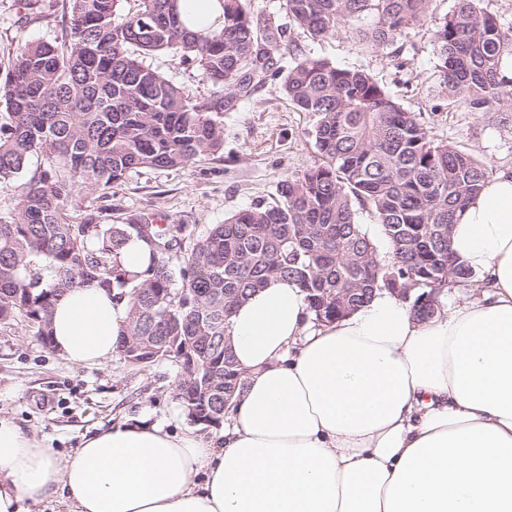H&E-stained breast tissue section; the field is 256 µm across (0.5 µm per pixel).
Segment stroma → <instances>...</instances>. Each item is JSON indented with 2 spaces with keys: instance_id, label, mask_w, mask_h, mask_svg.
Returning <instances> with one entry per match:
<instances>
[{
  "instance_id": "obj_1",
  "label": "stroma",
  "mask_w": 512,
  "mask_h": 512,
  "mask_svg": "<svg viewBox=\"0 0 512 512\" xmlns=\"http://www.w3.org/2000/svg\"><path fill=\"white\" fill-rule=\"evenodd\" d=\"M283 0H246L253 15L268 16L285 32L280 64L290 67L295 52L326 59L370 75L410 112L418 113L429 134L470 153L496 171L512 167V112H473L449 93L438 70L435 30L452 14L457 0H432L430 16L400 41V53L358 42L347 25L313 40L282 8ZM61 0H43L41 13L21 16L17 0H0V52L20 41L54 40L61 34ZM151 66L194 99L223 95L194 63L167 51L149 58ZM224 145L184 169H144L107 189H87L69 205L79 220L87 211L111 214L125 224L141 214L161 224L186 225L190 238L204 235L231 215L273 202L281 176L316 160L314 120L299 111L270 79L236 111L223 115ZM23 314L0 323V418L19 426L64 458L97 431L134 418L170 433L190 421L174 398L176 365L162 361L136 368L120 356L102 365L76 366L54 347L39 342Z\"/></svg>"
}]
</instances>
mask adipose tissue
<instances>
[{
  "mask_svg": "<svg viewBox=\"0 0 512 512\" xmlns=\"http://www.w3.org/2000/svg\"><path fill=\"white\" fill-rule=\"evenodd\" d=\"M458 260L480 280L418 321L385 291L316 322L271 279L227 331L244 390L221 441L125 422L65 459L0 419V512L57 495L69 512H512V168L458 212ZM127 301L87 283L55 304V348L111 360Z\"/></svg>",
  "mask_w": 512,
  "mask_h": 512,
  "instance_id": "adipose-tissue-1",
  "label": "adipose tissue"
}]
</instances>
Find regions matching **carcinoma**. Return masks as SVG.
Segmentation results:
<instances>
[{
    "label": "carcinoma",
    "instance_id": "1",
    "mask_svg": "<svg viewBox=\"0 0 512 512\" xmlns=\"http://www.w3.org/2000/svg\"><path fill=\"white\" fill-rule=\"evenodd\" d=\"M63 0L61 41H21L8 51L0 78V183L40 166L20 185L15 214L0 218V322L23 313L50 343L55 302L79 283L130 297L123 360L147 367L185 352L175 398L191 423L224 420V394L239 395L247 373L224 358L236 306L270 278L297 282L314 319L335 321L377 290L410 288L418 301L472 280L448 240L458 211L490 178L470 154L430 137L369 75L303 55L282 72V27L249 13L245 0H222L218 28L187 29L170 0ZM432 0H283L291 21L318 39L347 24L375 49L395 45L423 24ZM458 0L438 26V67L448 91L473 112L512 109V27ZM176 50L198 63L224 96L195 102L146 58ZM315 120L318 160L283 176L277 200L215 224L181 252L184 224L141 215L112 224L94 213L73 223L66 207L90 187H110L141 169L186 168L219 151L217 120L269 78ZM368 210L386 245L358 223ZM152 256L139 274L120 268L131 237Z\"/></svg>",
    "mask_w": 512,
    "mask_h": 512
}]
</instances>
